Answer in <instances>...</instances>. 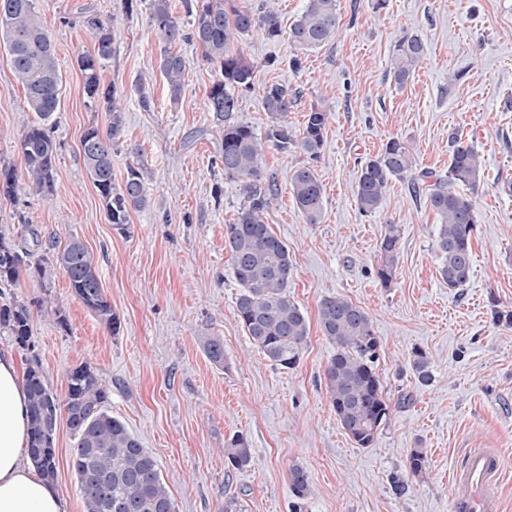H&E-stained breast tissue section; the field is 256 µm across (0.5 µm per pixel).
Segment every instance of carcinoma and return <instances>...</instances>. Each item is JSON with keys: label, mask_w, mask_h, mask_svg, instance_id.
Masks as SVG:
<instances>
[{"label": "carcinoma", "mask_w": 512, "mask_h": 512, "mask_svg": "<svg viewBox=\"0 0 512 512\" xmlns=\"http://www.w3.org/2000/svg\"><path fill=\"white\" fill-rule=\"evenodd\" d=\"M37 0H0V40L11 57L13 73L23 86L30 109L38 121L24 131L19 149L29 184L38 192L54 188L57 145L47 122L57 111L60 94L59 64L48 32L41 24ZM229 0H185L189 31L173 16L169 0H148L149 15L162 41L168 45L192 41L203 50L204 58L221 69L222 78L213 84L208 107L224 128L221 164L224 177L238 182L243 206L230 224L224 225L225 248L230 253L233 273L240 286L234 314L251 343L275 365L295 368L309 333L307 318L288 296L292 262L288 246L264 223V214L276 201L275 180L264 174L265 149L281 153L298 149L310 162L296 167L289 177L291 195L297 209L310 224L318 223L323 211V187L314 161L324 145L330 113L314 109L305 115L302 130L288 125V112L298 91L280 84L262 88L261 104L269 116L264 135L235 117L237 90L254 86L255 69L237 48L241 38L258 29L274 39L282 35L281 24L273 13L261 14L248 7H225ZM340 16L338 0H307L302 15L288 31V40L300 49L328 43L336 34ZM85 26L97 40L95 53L82 55L77 64L83 76L89 103L103 105L110 132L102 136L89 126L83 133L81 149L87 175L99 192L108 222L122 233L128 232L129 210L146 205L142 167L128 166L117 183L112 177V140L124 124L123 92L103 86L100 73L112 58V32L97 17H88ZM425 45L416 35L406 36L395 45L394 82L403 86L423 60ZM186 59L170 49L163 50L160 72L171 100L178 102L183 89ZM448 171L417 170L409 146L400 139L386 142L381 151L367 159L357 171V202L364 214L375 212L394 180L405 181L415 193H423L430 209L440 218L437 249L441 256L440 275L450 289L460 288L472 270L470 234L478 217L468 192L474 191L483 175L482 161L475 148L451 136ZM16 170L0 166V199L15 195ZM468 192H461L457 186ZM399 229L387 226L380 250L383 256L379 278H393ZM23 256L0 238V284L16 281ZM55 266L68 276L71 291L83 305L116 334L121 323L108 301L94 259L78 239L69 240L56 253ZM318 319L325 339L335 347L326 371L327 393L336 417L350 438L361 448L370 447L383 422L390 415V400L384 395L375 362L380 341L367 312L352 301L328 296L318 306ZM0 331L16 344L26 347L32 336L29 306L19 300L0 305ZM207 356L224 362V344L212 336L203 342ZM412 368L420 383L431 380L429 360L422 351L413 352ZM29 408V460L47 480L57 474L55 434L59 417L76 440L71 468L84 496L85 512H177L157 460L143 448L126 425L109 414V392L94 371L86 365L69 369L67 388L59 396L46 382L41 363L33 358L24 374ZM230 465L242 468L251 461L246 440L237 436L225 450ZM428 457L413 448L407 457L408 473L426 471ZM293 512H302L309 494L306 472L290 469Z\"/></svg>", "instance_id": "obj_1"}]
</instances>
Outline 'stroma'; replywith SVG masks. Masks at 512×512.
<instances>
[{
	"instance_id": "obj_1",
	"label": "stroma",
	"mask_w": 512,
	"mask_h": 512,
	"mask_svg": "<svg viewBox=\"0 0 512 512\" xmlns=\"http://www.w3.org/2000/svg\"><path fill=\"white\" fill-rule=\"evenodd\" d=\"M58 58L61 94L54 115L55 191L44 197L20 179L15 201H0V236L26 259L16 282L0 288V304L24 300L31 311L33 350L47 383L66 391V374L89 365L110 391L109 411L156 457L177 512H292L290 470H306L304 512H454L448 474L473 448L498 449L505 472L502 508L512 512V0H339L340 25L322 46L297 51L287 36L255 32L243 50L255 87L238 95L239 120L264 134L269 118L262 88L278 83L299 96L288 114L301 130L307 112H329L315 168L323 184L319 223H307L289 189L300 151L266 152L267 175L278 184L264 221L288 246V293L309 324L296 368L274 365L248 340L234 315L240 287L224 226L244 199L216 164L222 130L207 107L220 77L191 41L175 44L188 62L179 102H172L158 61L165 45L146 5L127 12L125 0H38ZM115 21L113 55L101 75L124 90L125 121L112 146L115 179L128 166L148 170L147 203L131 210L128 232L109 224L87 175L81 150L86 128L108 132L104 109L87 104L79 55L94 52L85 17ZM422 39L426 55L405 86L389 69L396 43ZM300 54L303 67L287 61ZM282 64L270 69L269 57ZM458 81L449 82V73ZM143 80V108L132 89ZM36 118L0 45V165L23 168L19 140ZM458 133L482 158L474 192L478 222L471 236L469 281L451 290L439 273V217L406 182L392 181L381 207L362 214L356 172L390 139L409 144L414 169L447 172L448 136ZM221 195H214V187ZM401 229L397 272L377 274L386 227ZM93 255L101 285L121 321L119 334L71 292L55 269L48 280L30 265L49 261L69 239ZM341 296L362 307L381 342L376 371L391 414L371 447H358L336 418L325 372L335 353L323 336L318 306ZM207 336L220 337L224 361H211ZM431 362L420 383L414 351ZM243 435L252 459L229 466L224 453ZM76 441L66 422L55 435L57 477L65 512H84L71 469ZM428 455L425 473L395 495L393 475L405 474L411 449Z\"/></svg>"
}]
</instances>
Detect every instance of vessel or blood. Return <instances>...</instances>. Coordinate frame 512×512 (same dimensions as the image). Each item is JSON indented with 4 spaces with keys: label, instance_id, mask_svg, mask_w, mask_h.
Instances as JSON below:
<instances>
[{
    "label": "vessel or blood",
    "instance_id": "1",
    "mask_svg": "<svg viewBox=\"0 0 512 512\" xmlns=\"http://www.w3.org/2000/svg\"><path fill=\"white\" fill-rule=\"evenodd\" d=\"M501 478L499 453L493 448L471 449L453 470L456 512H499Z\"/></svg>",
    "mask_w": 512,
    "mask_h": 512
}]
</instances>
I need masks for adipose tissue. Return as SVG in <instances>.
Masks as SVG:
<instances>
[{
	"mask_svg": "<svg viewBox=\"0 0 512 512\" xmlns=\"http://www.w3.org/2000/svg\"><path fill=\"white\" fill-rule=\"evenodd\" d=\"M28 399L12 348L0 345V512H61L57 490L27 464Z\"/></svg>",
	"mask_w": 512,
	"mask_h": 512,
	"instance_id": "ef3b65f1",
	"label": "adipose tissue"
}]
</instances>
